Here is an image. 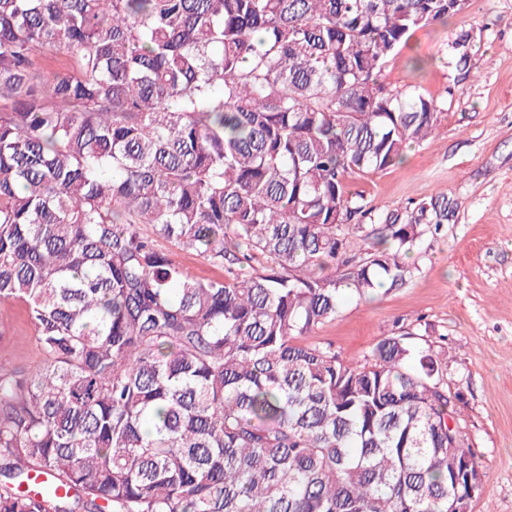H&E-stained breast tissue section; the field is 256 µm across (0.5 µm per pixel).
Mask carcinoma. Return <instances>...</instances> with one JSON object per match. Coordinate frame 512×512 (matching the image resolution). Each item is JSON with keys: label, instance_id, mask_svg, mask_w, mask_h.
Returning <instances> with one entry per match:
<instances>
[{"label": "carcinoma", "instance_id": "obj_1", "mask_svg": "<svg viewBox=\"0 0 512 512\" xmlns=\"http://www.w3.org/2000/svg\"><path fill=\"white\" fill-rule=\"evenodd\" d=\"M458 12L0 0V303L44 356L0 366V512H449L478 490L416 333L362 361L309 340L448 223L444 196L382 213L349 179L434 133L445 102L385 71ZM448 48L469 70V36ZM158 244L163 249L173 251L175 261L196 278L207 279L221 273L219 269L213 267L209 262L194 252H186L171 248V246L163 241H159Z\"/></svg>", "mask_w": 512, "mask_h": 512}]
</instances>
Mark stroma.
I'll return each instance as SVG.
<instances>
[{"label": "stroma", "instance_id": "1", "mask_svg": "<svg viewBox=\"0 0 512 512\" xmlns=\"http://www.w3.org/2000/svg\"><path fill=\"white\" fill-rule=\"evenodd\" d=\"M465 31L475 43L466 74L440 60ZM409 52L425 68L396 58L388 85L417 86L447 109L401 164L349 185L380 212L445 195L448 221L409 255L404 287L345 299L314 336L359 360L380 337L423 333L462 394L459 425L483 474L471 512H512V0H467L449 25L417 31ZM42 359L24 306L0 305V364L29 371Z\"/></svg>", "mask_w": 512, "mask_h": 512}]
</instances>
